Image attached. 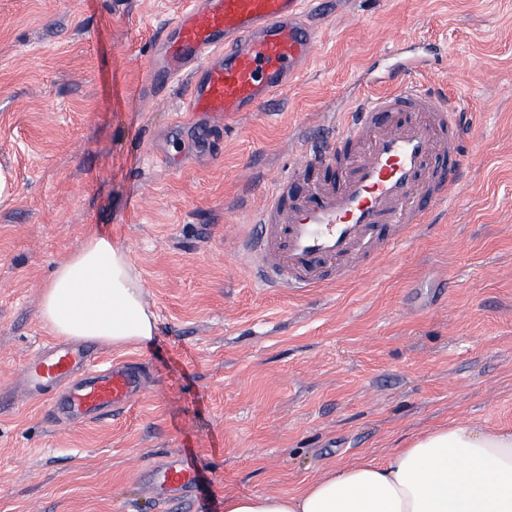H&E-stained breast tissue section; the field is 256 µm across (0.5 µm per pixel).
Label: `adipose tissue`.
I'll use <instances>...</instances> for the list:
<instances>
[{
    "mask_svg": "<svg viewBox=\"0 0 512 512\" xmlns=\"http://www.w3.org/2000/svg\"><path fill=\"white\" fill-rule=\"evenodd\" d=\"M38 318L52 335L115 348L156 331L124 250L98 235L58 263ZM224 512H512V429L435 426L383 460L354 458L297 490L226 497Z\"/></svg>",
    "mask_w": 512,
    "mask_h": 512,
    "instance_id": "adipose-tissue-1",
    "label": "adipose tissue"
}]
</instances>
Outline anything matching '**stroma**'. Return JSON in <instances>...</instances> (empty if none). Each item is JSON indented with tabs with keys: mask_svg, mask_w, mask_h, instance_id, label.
<instances>
[{
	"mask_svg": "<svg viewBox=\"0 0 512 512\" xmlns=\"http://www.w3.org/2000/svg\"><path fill=\"white\" fill-rule=\"evenodd\" d=\"M316 58L274 105L177 126L182 86L149 63L188 0H0V512H224L439 424L512 427V0H316ZM458 96L470 191L355 280L261 287L239 252L251 212L396 54ZM122 247L157 317L97 345L144 389L96 419H50L22 366L56 264L88 233ZM194 449L210 481L170 507L154 474Z\"/></svg>",
	"mask_w": 512,
	"mask_h": 512,
	"instance_id": "35a3bbf8",
	"label": "stroma"
}]
</instances>
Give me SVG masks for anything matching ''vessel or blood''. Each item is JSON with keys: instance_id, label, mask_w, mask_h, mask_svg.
<instances>
[{"instance_id": "obj_1", "label": "vessel or blood", "mask_w": 512, "mask_h": 512, "mask_svg": "<svg viewBox=\"0 0 512 512\" xmlns=\"http://www.w3.org/2000/svg\"><path fill=\"white\" fill-rule=\"evenodd\" d=\"M318 19L304 0H190L177 25L160 41L150 81H189L185 109L196 122L231 121L258 112L300 77L317 47ZM466 133L454 101L421 82L367 92L345 109L334 134L302 143L291 178L330 171L302 198L276 188L252 214V232L239 249L266 288L306 291L333 274L354 278L364 258L378 259L424 224L430 205L447 202L464 187ZM27 390L49 394L67 383L58 413L91 419L127 405L142 391L139 372L93 365L79 343L40 351L24 367ZM186 448L158 474L168 499L197 488L202 475Z\"/></svg>"}]
</instances>
